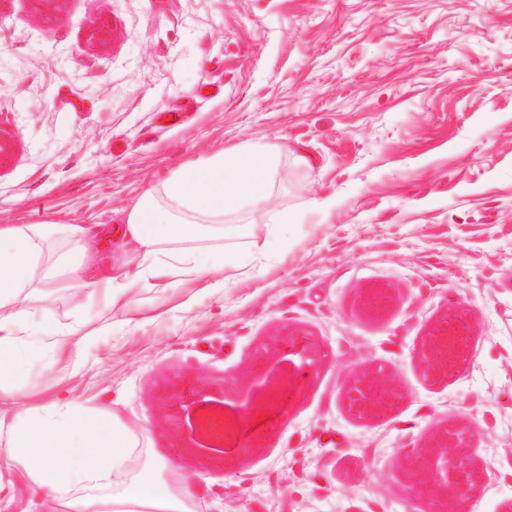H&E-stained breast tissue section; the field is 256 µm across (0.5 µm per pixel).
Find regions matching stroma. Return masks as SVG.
Instances as JSON below:
<instances>
[{
  "label": "stroma",
  "mask_w": 512,
  "mask_h": 512,
  "mask_svg": "<svg viewBox=\"0 0 512 512\" xmlns=\"http://www.w3.org/2000/svg\"><path fill=\"white\" fill-rule=\"evenodd\" d=\"M97 17L117 31L100 52L84 40ZM0 123L21 132L0 168V224L115 225L197 158L252 144L277 157L249 234L200 244L225 255L223 289L189 296L173 271L126 315L57 294L34 329L95 338L72 345L76 377L24 349V393L112 409L193 485L198 512L512 503V0H66L51 33L14 0L0 16ZM375 288L391 298L379 314L364 305ZM457 309L471 356L437 383L421 345ZM287 329L324 359L261 450L226 463L180 447L166 421L177 397L204 382L234 395ZM375 373L401 399L358 418L347 391ZM459 423L486 480L453 503L419 486L411 461Z\"/></svg>",
  "instance_id": "stroma-1"
}]
</instances>
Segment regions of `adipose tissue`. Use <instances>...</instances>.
Wrapping results in <instances>:
<instances>
[{"mask_svg":"<svg viewBox=\"0 0 512 512\" xmlns=\"http://www.w3.org/2000/svg\"><path fill=\"white\" fill-rule=\"evenodd\" d=\"M274 165L268 147L250 145L180 168L124 211L110 264L104 225L0 224V472L20 471L42 512H196L188 484L143 456L115 412L17 391L21 320L61 291L132 310V285L153 287L172 264L184 281L206 278L197 242L223 238L225 216L268 198Z\"/></svg>","mask_w":512,"mask_h":512,"instance_id":"ef3b65f1","label":"adipose tissue"}]
</instances>
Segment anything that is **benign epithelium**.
<instances>
[{
  "label": "benign epithelium",
  "mask_w": 512,
  "mask_h": 512,
  "mask_svg": "<svg viewBox=\"0 0 512 512\" xmlns=\"http://www.w3.org/2000/svg\"><path fill=\"white\" fill-rule=\"evenodd\" d=\"M43 28L52 32L61 22L65 0H30ZM116 30L108 19L96 17L85 30V43L93 51L107 49ZM19 131L0 125V167L12 160L19 146ZM472 326L463 310L445 315L433 328L422 351L426 373L435 379L448 377L467 361ZM323 354L319 344L291 331L278 333L258 350L246 382L233 399L211 397L202 383L188 400H180L169 416L181 446L212 457L226 458L227 444L236 456L258 450L249 433L259 416L271 421L286 412L291 397L314 370ZM398 400L393 386L370 375L355 381L348 391L349 407L361 417H378ZM469 435L462 428L447 429L416 455L412 466L421 484L446 498H464L485 480V471L465 453Z\"/></svg>",
  "instance_id": "obj_1"
}]
</instances>
